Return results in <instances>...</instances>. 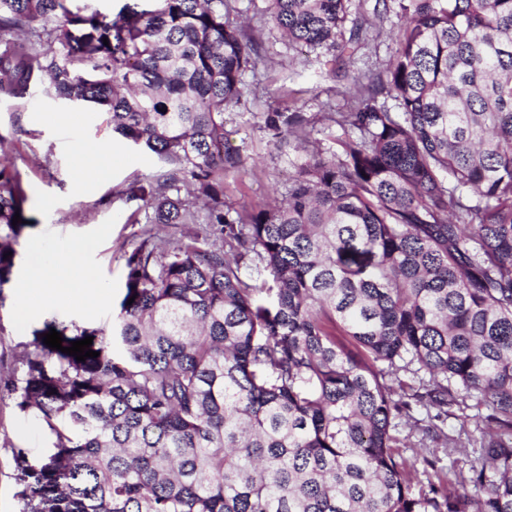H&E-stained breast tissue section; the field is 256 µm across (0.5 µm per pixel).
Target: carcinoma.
<instances>
[{
  "label": "carcinoma",
  "instance_id": "cac0c4a2",
  "mask_svg": "<svg viewBox=\"0 0 512 512\" xmlns=\"http://www.w3.org/2000/svg\"><path fill=\"white\" fill-rule=\"evenodd\" d=\"M71 2L0 0V28L28 33L0 41V95L45 79L105 112L166 164L127 200L151 224L215 226L228 250L146 238L112 339L45 323L12 383L52 435L37 458L14 453L24 512H512V0H374L399 18L396 57L355 80L342 150H311L286 204L257 212L224 201L244 165L224 111L259 57L224 0L113 17ZM266 2L333 65L361 43L367 0ZM307 125L266 118L279 147ZM25 202L0 161V286ZM244 265L270 281L247 284ZM52 328L100 356L48 347ZM470 401L489 414L468 475L427 459L414 488L395 420Z\"/></svg>",
  "mask_w": 512,
  "mask_h": 512
}]
</instances>
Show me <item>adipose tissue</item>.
I'll list each match as a JSON object with an SVG mask.
<instances>
[{
  "instance_id": "adipose-tissue-1",
  "label": "adipose tissue",
  "mask_w": 512,
  "mask_h": 512,
  "mask_svg": "<svg viewBox=\"0 0 512 512\" xmlns=\"http://www.w3.org/2000/svg\"><path fill=\"white\" fill-rule=\"evenodd\" d=\"M93 246L89 239H68L50 246L32 244V259L22 282L24 292L28 297L38 293L61 303L77 298L87 309L105 305L109 299L106 286L83 261Z\"/></svg>"
}]
</instances>
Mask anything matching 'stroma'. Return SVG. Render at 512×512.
I'll return each mask as SVG.
<instances>
[{
    "instance_id": "stroma-1",
    "label": "stroma",
    "mask_w": 512,
    "mask_h": 512,
    "mask_svg": "<svg viewBox=\"0 0 512 512\" xmlns=\"http://www.w3.org/2000/svg\"><path fill=\"white\" fill-rule=\"evenodd\" d=\"M266 8V0H224L230 23H247L248 34L259 46L255 66L243 76L240 103L224 113L225 143L247 159L244 169L225 179L224 199L233 208L255 211L286 197L289 175L294 165L306 160L307 148L336 149L344 131L332 116L354 108V78L386 68L398 49L392 33L397 17L373 21L365 42L333 74L324 55L289 44L272 24ZM271 112L305 113L309 120L307 148H299L294 140L276 148L274 133L265 125ZM100 143L112 147L111 176L76 189L77 151ZM1 157L18 172L27 196L28 224L14 246L15 267L28 264V246L34 240L55 243L89 238L95 247L84 261L110 288L108 307L89 313L75 301L59 304L47 300L40 302L37 319L21 328L15 323L12 286L0 287V512H21L22 486L16 478L13 451L23 448L36 458L51 443L45 422L20 410L16 394L9 389L20 375L18 359L24 344L32 342L48 321L70 328L110 329L113 309L125 291L126 255L146 237L175 241L189 231L205 234L207 227L145 223L139 202L127 201L125 191L136 182L148 184L163 171V163L151 151L135 149L113 134L106 113L64 103L51 94L48 85L30 89L21 99H0ZM426 418L425 409L417 407L412 420H399L394 435L400 451L419 471L432 453L439 467L468 471L469 457L449 454L444 447L434 448L423 440L414 423Z\"/></svg>"
}]
</instances>
